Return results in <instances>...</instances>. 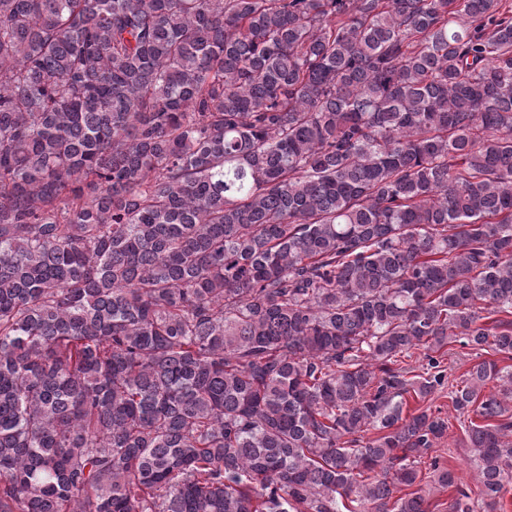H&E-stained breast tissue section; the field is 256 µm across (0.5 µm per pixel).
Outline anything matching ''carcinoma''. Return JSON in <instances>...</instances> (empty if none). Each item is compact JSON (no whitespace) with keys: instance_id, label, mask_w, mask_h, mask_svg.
<instances>
[{"instance_id":"carcinoma-1","label":"carcinoma","mask_w":512,"mask_h":512,"mask_svg":"<svg viewBox=\"0 0 512 512\" xmlns=\"http://www.w3.org/2000/svg\"><path fill=\"white\" fill-rule=\"evenodd\" d=\"M452 342L512 352V5L0 0V512H429ZM448 399L495 512L512 371Z\"/></svg>"}]
</instances>
